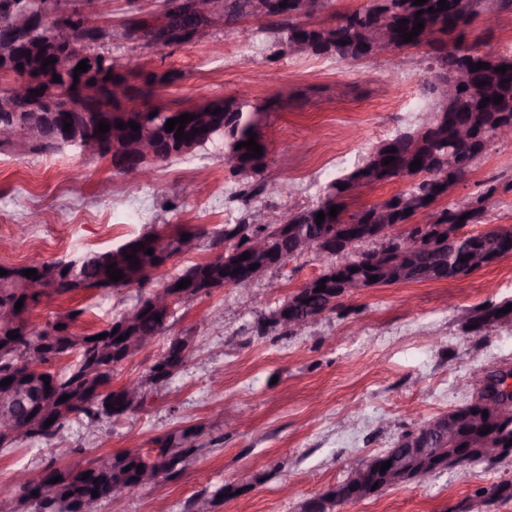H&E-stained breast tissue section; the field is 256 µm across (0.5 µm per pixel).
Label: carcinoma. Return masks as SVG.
Returning a JSON list of instances; mask_svg holds the SVG:
<instances>
[{
	"label": "carcinoma",
	"mask_w": 512,
	"mask_h": 512,
	"mask_svg": "<svg viewBox=\"0 0 512 512\" xmlns=\"http://www.w3.org/2000/svg\"><path fill=\"white\" fill-rule=\"evenodd\" d=\"M289 3L281 8L279 3ZM213 8H224L225 27L231 28L243 18H262L260 30L272 39L277 52H293L327 56L340 62L375 60L383 47L377 45V32L386 28L394 34L395 49L429 48V70L433 80L425 85L424 93L427 102L419 110L417 124L406 131L381 142L366 158L351 171L330 181L319 193L317 200L303 208L290 209L282 213L290 224H302L308 236L317 238L326 234L330 239H339L341 230L348 224H381L385 232L380 239L360 238L352 246L358 251L353 260L344 265L336 264V257H330V264L314 278L316 284H325L320 292L304 291L295 296L299 305L295 313L300 318L309 317L317 320L327 312L336 309V277H358L378 287L403 282H430L456 279L465 276L467 263L463 258L466 252L450 251L448 245L436 249L431 263L421 259V255L405 259V272L396 274L386 268L370 265L369 259L380 249L393 246V243L404 237L415 234V229L398 230V226L406 225L421 212L422 209L436 204L448 195V188L464 181L472 172L479 158L468 154L459 145L455 137V127L468 123L476 130L495 121L501 115L512 116V51L493 52L480 51L465 42V28L471 19L493 6L497 12L512 10V0H468V10L461 14H450L448 10H439V0H427L418 5L415 0H369V3L352 12L332 16V22L316 23L314 15L326 5V0H315L316 7L309 12L302 10L303 0H278L272 4L270 0H201ZM63 0H0V20L13 13L21 16L27 9L43 12V25L32 30L23 22L10 24L0 29V75L13 74L16 78H24L34 84L39 94L60 98L62 100L79 99L85 112H74L72 116L84 124H90V134H99L98 123L110 125L112 130V163L115 167L128 173L139 165L132 142L127 138L131 132L128 122L138 126V134L156 137L160 141L162 161L183 155L182 147L195 139L193 129L184 128L183 138L174 137V132L165 131L167 120L170 119L169 109L164 107H147L125 109L121 101L113 98L109 87L116 83L126 82V76L117 70L104 69L96 66L74 76L75 69L57 72L60 81L53 80L52 73L42 68L43 61L49 51L69 42L76 44L83 52L101 60L105 55L98 49L107 41L116 37L114 31L98 25H92L87 18L75 17L66 30L56 26L55 12L62 8ZM423 14L416 15V12ZM163 15L183 16V21L167 29V44L185 45L200 40L199 26L203 15L189 10V6L181 0H165ZM409 23L400 25V20ZM423 20V29L409 43L404 42L402 33L412 32L417 20ZM29 40L32 47L29 54L14 57L4 48L14 42ZM484 62L489 68L476 71L482 93L471 94L461 92L448 104H441L440 95L435 86L439 78L449 75L456 67L466 64L474 67ZM509 66L501 74L496 68ZM111 79H105V76ZM503 96L496 104L492 101L481 108L482 99ZM221 108L217 115L213 110ZM271 104L259 105L246 100L209 98L199 101L183 109L185 114L195 111L203 112L208 138L199 142L197 148L203 149L211 144L224 143V155L232 162L230 172L241 180V189L236 198L244 205L251 204L262 194L265 184L256 180L267 166V147L261 132L262 123ZM123 123V128L116 124ZM255 135V141L262 146L261 156L243 158L249 149L236 148V145L249 140ZM83 149L81 144H73L58 137L57 128L50 123L31 122L27 140L23 147L18 148L10 143L0 141V152L22 149L35 154H56L66 149ZM394 148L396 152L389 154L387 150ZM394 157L389 164L384 159ZM420 159L421 167L410 170V164ZM413 175L409 189L399 192L376 204L362 207L355 211L348 210V200L353 198L351 189L361 179L368 184L385 183L392 179L404 178L405 174ZM346 188L341 189L339 185ZM497 192V186L485 187L483 193L474 202L470 216L462 220L455 214L456 205L442 208L437 213L436 223L454 226L467 224H484L490 208V200ZM432 200H427V197ZM338 205L337 216L329 215V208ZM325 214L324 221L316 223V214ZM271 225L263 222V214L247 211L245 216L235 224H226L224 229L213 233L210 247L214 250L231 242L233 247L224 251V262L212 259L193 263L179 272L169 275L155 273V255L145 254V250L154 247L159 240L167 241L169 256L185 254L194 248L183 249L182 235L187 233L190 238L200 241L202 234L184 227L177 231L154 230L134 240L103 251H90L74 258L58 259L50 262L7 268L8 274L0 276V309L15 307L19 299H24L22 308L16 313V320L11 325L0 324V381L12 377L23 380L29 377L26 360L30 351L43 346L46 336L64 323L70 327L75 325L83 313L81 309H72L57 315L39 328L29 322L28 315L41 302V297L25 292L24 283L27 277L23 271L37 270L50 289L46 296L63 297L83 290L107 291L115 288H128L140 284L150 277H158L160 289H165L166 281L178 279L186 273H192L203 281L233 280L238 276L250 275L248 265L242 263L235 254V249L245 244L252 237L268 231ZM466 239L483 248L490 255V263L498 261L504 247L512 250V224L498 225L488 231L470 233ZM144 245L137 250L133 246ZM135 254L138 265L126 260V256ZM115 264L122 271L123 278L117 282L109 279L107 266ZM357 271H351V268ZM239 273H234V270ZM377 277L375 282L370 278ZM137 303L142 305L136 322L130 327V333L144 336L151 340L164 335L170 328L171 311L155 308L145 297ZM508 302L490 303L487 308L471 317L468 325L476 336H486L496 327L512 326V320L503 321L496 312L505 308ZM121 316L99 330L107 337L90 340L92 334L72 332L64 348L49 347L45 350L43 362L48 364L65 355H74V362L60 372L46 371L49 377V389L44 391L50 401V416L54 418L52 430L46 432L38 443L50 445L60 438L62 432L72 423L82 426H95L103 421L118 420L124 417L125 386L112 387V371L117 363L112 361V340L116 322ZM14 332L19 334L16 339L7 337ZM189 358L173 346V340L150 366L148 373L138 379L142 387H162L178 374L188 363ZM64 395L69 399L60 401ZM111 407H106V404ZM488 413L490 430L494 434H502L505 441L512 440V414L506 416L507 427L503 428L494 422L495 413L490 408V401L480 395L468 404L446 413L448 431L462 442L476 441L481 437V425L476 416ZM198 432L194 428H185L155 440V447L140 448L131 453L122 450L109 455L110 466L97 469L91 465L80 470L72 468L47 467L43 469L46 478L56 476L62 480L48 484L46 492L32 495L24 493L20 500L30 503L33 512H94L95 506L102 501L113 500L112 490L117 485H131L141 480V475L150 472L161 475L164 479L175 478L184 470L187 461L196 453ZM142 470H137V467ZM89 478H83L84 473ZM384 485V481L367 482L365 487H357L354 482L345 480L338 484V491L331 492L330 498L318 501L312 498L301 505L302 512H336V508L348 502L365 499L373 494L372 486ZM98 491L93 496L92 491ZM512 500V481L496 483L479 491L475 498L459 504V512H486V509L498 502Z\"/></svg>",
	"instance_id": "carcinoma-1"
}]
</instances>
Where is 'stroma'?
Instances as JSON below:
<instances>
[{
	"label": "stroma",
	"instance_id": "obj_1",
	"mask_svg": "<svg viewBox=\"0 0 512 512\" xmlns=\"http://www.w3.org/2000/svg\"><path fill=\"white\" fill-rule=\"evenodd\" d=\"M163 0H112L96 25L120 29L131 19L158 22ZM466 40L480 50H512V12L494 28L474 18ZM122 58L132 106L183 109L203 98L249 94L272 102L262 133L268 165L255 205L279 212L307 206L340 172L361 163L381 141L412 128L430 74L423 50L372 62L309 54L274 55L251 21L211 29L195 44L146 46L108 42ZM214 145L121 173L107 157L66 150L38 156L0 153V265H27L103 250L159 228L220 229L238 222V180ZM498 191L489 226L512 224V142L494 143L445 203L477 197L488 180ZM317 253L268 271L250 293L234 288L179 305L168 336L199 347L145 405L87 430L69 427L56 445L0 448V493L15 474L86 465L127 448L195 427L196 454L175 479L125 492L126 512H183L199 494L224 497L214 512H300L301 504L345 481L352 467L393 447L416 424L475 397L474 380L512 368V327L486 336L466 324L490 301L512 300V256L462 278L368 289L342 300L306 330L258 333L261 313L320 274ZM138 287L82 291L43 299L30 314L44 324L81 309L80 332L98 330L133 304ZM222 312V326L205 320ZM512 481V456L387 488L340 512H447L476 491Z\"/></svg>",
	"mask_w": 512,
	"mask_h": 512
}]
</instances>
